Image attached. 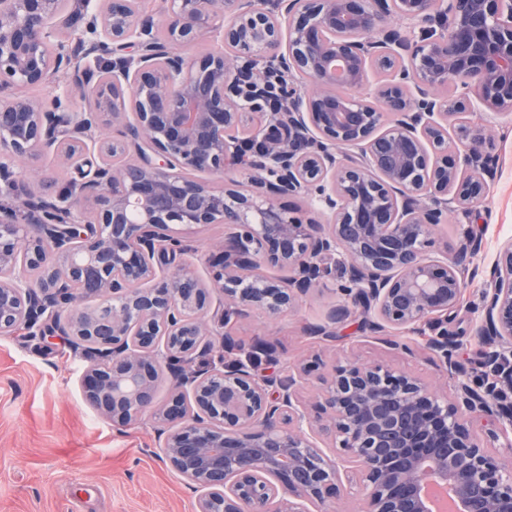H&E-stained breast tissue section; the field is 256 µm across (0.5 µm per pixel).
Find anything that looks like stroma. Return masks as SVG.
Masks as SVG:
<instances>
[{
	"label": "stroma",
	"instance_id": "obj_1",
	"mask_svg": "<svg viewBox=\"0 0 512 512\" xmlns=\"http://www.w3.org/2000/svg\"><path fill=\"white\" fill-rule=\"evenodd\" d=\"M499 166L490 194L472 218L486 243L485 261L512 239V129L497 142ZM338 303L333 285L320 286L275 317L258 312L233 333L277 343L284 365L321 355H347L361 365L415 373L447 392L444 368L425 349L424 335L401 332L409 356L362 331L359 318L338 326L335 342L309 334ZM84 359L62 341L52 348L0 334V512H194L196 495L158 446L160 423L144 418L117 427L85 401Z\"/></svg>",
	"mask_w": 512,
	"mask_h": 512
}]
</instances>
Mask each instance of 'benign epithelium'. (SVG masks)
<instances>
[{
  "instance_id": "7a95c632",
  "label": "benign epithelium",
  "mask_w": 512,
  "mask_h": 512,
  "mask_svg": "<svg viewBox=\"0 0 512 512\" xmlns=\"http://www.w3.org/2000/svg\"><path fill=\"white\" fill-rule=\"evenodd\" d=\"M164 3L156 17L138 0H80L77 15L66 0H0V197L22 191L20 160L70 173L51 200L29 191L0 206V333L81 353L84 398L112 425L148 412L166 425L160 447L197 493L195 512H306L349 474L358 512H431L430 482L449 485L454 512H512V457L483 440L512 449V241L481 264L482 237L460 223L455 248L429 253L448 216L478 212L498 167L512 0ZM198 42L216 49L179 52ZM58 73L50 106L15 93ZM73 89L79 112L62 103ZM295 196L325 220L282 206ZM207 224L224 239L202 278L181 259V230ZM478 276L469 330L448 329ZM327 281L342 303L310 334L333 338L358 311L411 354L391 333L426 327L449 393L345 357L259 374V361L279 362L269 341L225 333L214 346L220 330ZM473 340L480 357L466 367ZM214 349L221 368L188 369Z\"/></svg>"
}]
</instances>
